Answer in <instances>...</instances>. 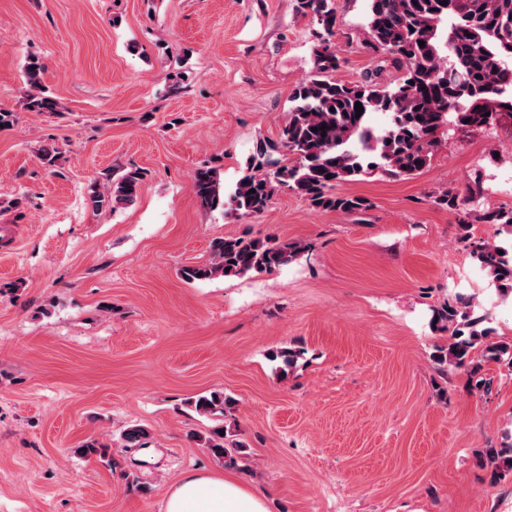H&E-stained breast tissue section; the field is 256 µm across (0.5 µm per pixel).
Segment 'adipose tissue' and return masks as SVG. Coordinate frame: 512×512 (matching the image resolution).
<instances>
[{"label":"adipose tissue","instance_id":"ef3b65f1","mask_svg":"<svg viewBox=\"0 0 512 512\" xmlns=\"http://www.w3.org/2000/svg\"><path fill=\"white\" fill-rule=\"evenodd\" d=\"M163 512H268L262 497L244 486L233 472L211 477L184 474L172 487Z\"/></svg>","mask_w":512,"mask_h":512}]
</instances>
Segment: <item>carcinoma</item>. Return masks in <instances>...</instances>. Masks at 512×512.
Wrapping results in <instances>:
<instances>
[{"instance_id":"carcinoma-1","label":"carcinoma","mask_w":512,"mask_h":512,"mask_svg":"<svg viewBox=\"0 0 512 512\" xmlns=\"http://www.w3.org/2000/svg\"><path fill=\"white\" fill-rule=\"evenodd\" d=\"M294 8L318 27L312 71L294 89L278 138L256 143L235 184L231 199L241 216L263 212L275 192L283 190L317 210L366 211L369 200L343 192L344 183L376 173L412 176L427 167L442 137L482 126L487 113L512 117V0H370L368 47L380 62L403 73L391 88L369 76L354 85L336 79V0H295ZM43 73L39 58L27 59L23 108L59 112V101L43 85ZM358 102L363 107L359 116ZM375 113L389 120L379 134L370 124ZM220 170L204 165L193 176L191 191L205 211L224 207ZM142 180L138 168L112 171L105 188L95 182L89 186L91 207L115 210L132 204ZM433 202L457 214L462 239L481 269L501 292H512V243H488L469 234L477 221L500 225L512 236V208L487 206L474 216L461 209L459 196L450 190L435 194ZM210 251L209 260L181 269L185 281L271 271L300 257L306 245L275 237H224L213 240ZM487 320L462 296L432 309V327L450 333L451 339L448 347L437 350L435 363L441 370L470 365L475 387L483 389L484 363L506 359L512 365V345L492 341ZM189 404L198 415L214 418L208 436L200 437L204 447L216 459L236 463L246 444L224 425L234 399L212 392ZM147 438L140 426L122 435L127 448L141 447ZM76 452L87 459L108 457V447L93 437ZM482 455L495 471L512 473V441L498 448L489 445Z\"/></svg>"}]
</instances>
